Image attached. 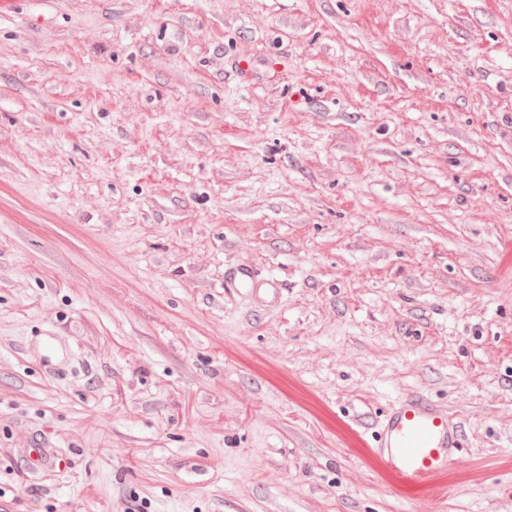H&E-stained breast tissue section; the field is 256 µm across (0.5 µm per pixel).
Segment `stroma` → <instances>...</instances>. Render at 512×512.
<instances>
[{"mask_svg":"<svg viewBox=\"0 0 512 512\" xmlns=\"http://www.w3.org/2000/svg\"><path fill=\"white\" fill-rule=\"evenodd\" d=\"M0 512H512V0L0 17ZM224 290L246 293L255 297L259 303L267 305L277 301L280 288L274 278L265 276L247 262H241L226 270ZM363 434L370 454L400 486L427 495L436 492L463 448L459 423L421 392L392 404Z\"/></svg>","mask_w":512,"mask_h":512,"instance_id":"stroma-1","label":"stroma"}]
</instances>
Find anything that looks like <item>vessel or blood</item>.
Wrapping results in <instances>:
<instances>
[{
    "label": "vessel or blood",
    "instance_id": "1",
    "mask_svg": "<svg viewBox=\"0 0 512 512\" xmlns=\"http://www.w3.org/2000/svg\"><path fill=\"white\" fill-rule=\"evenodd\" d=\"M226 291L246 293L262 304L277 301L279 285L241 262L224 274ZM365 446L404 487L433 494L463 446L460 425L428 394L416 392L392 404L364 430Z\"/></svg>",
    "mask_w": 512,
    "mask_h": 512
}]
</instances>
